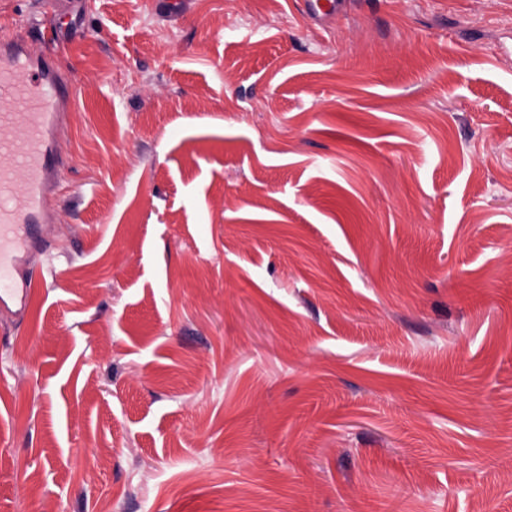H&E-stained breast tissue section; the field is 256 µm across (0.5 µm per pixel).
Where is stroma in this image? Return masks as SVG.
Instances as JSON below:
<instances>
[{
	"label": "stroma",
	"mask_w": 512,
	"mask_h": 512,
	"mask_svg": "<svg viewBox=\"0 0 512 512\" xmlns=\"http://www.w3.org/2000/svg\"><path fill=\"white\" fill-rule=\"evenodd\" d=\"M54 2L0 512H512V0Z\"/></svg>",
	"instance_id": "stroma-1"
}]
</instances>
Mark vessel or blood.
<instances>
[{
  "label": "vessel or blood",
  "instance_id": "vessel-or-blood-1",
  "mask_svg": "<svg viewBox=\"0 0 512 512\" xmlns=\"http://www.w3.org/2000/svg\"><path fill=\"white\" fill-rule=\"evenodd\" d=\"M75 101L70 78L51 55L32 57L23 40L0 39V308H26L21 262L43 253L39 226L64 163L55 132Z\"/></svg>",
  "mask_w": 512,
  "mask_h": 512
}]
</instances>
